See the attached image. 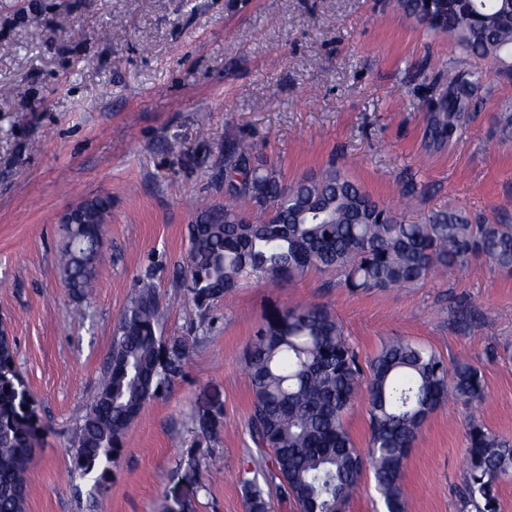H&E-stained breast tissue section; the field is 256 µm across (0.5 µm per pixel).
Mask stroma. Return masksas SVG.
Returning <instances> with one entry per match:
<instances>
[{
  "label": "stroma",
  "instance_id": "stroma-1",
  "mask_svg": "<svg viewBox=\"0 0 512 512\" xmlns=\"http://www.w3.org/2000/svg\"><path fill=\"white\" fill-rule=\"evenodd\" d=\"M433 33L391 0H0V325L40 418L26 512H248L270 451L250 429L244 369L256 330L305 303L342 322L360 362L390 339L480 369L478 413L512 437V275L438 269L411 288L350 292L333 271L239 288L206 310L183 267L188 227L224 202L227 141L274 161L285 182L336 162L401 220L455 207L512 224V142L495 133L512 81L490 78L458 132L434 141L432 101L449 62ZM409 205H402L405 190ZM112 206L97 286L75 298L60 275L71 205ZM152 274L164 338L192 347L183 372L125 433L100 492L72 477L77 416L94 399L137 281ZM220 412L210 434L192 415ZM470 408L423 424L403 469L407 512H465ZM195 458L187 468V458Z\"/></svg>",
  "mask_w": 512,
  "mask_h": 512
}]
</instances>
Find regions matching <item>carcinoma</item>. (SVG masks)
Segmentation results:
<instances>
[{
    "label": "carcinoma",
    "mask_w": 512,
    "mask_h": 512,
    "mask_svg": "<svg viewBox=\"0 0 512 512\" xmlns=\"http://www.w3.org/2000/svg\"><path fill=\"white\" fill-rule=\"evenodd\" d=\"M397 9L429 30L453 36L460 51L495 62L512 79V0H397ZM484 72L448 67L447 92L429 113L432 137L457 132ZM224 168V206L202 210L189 228L187 288L199 310L243 284L334 269L353 291L405 288L442 266L482 261L512 272V225L473 224L453 208L407 224L335 165L284 184L275 164L233 143ZM86 224H69L63 280L71 293L94 288L102 254L87 256L99 237L95 217L110 200L83 201ZM192 350L166 340L151 275L140 280L112 343L98 392L80 416L72 472L92 488L107 478L119 439L148 400L178 377ZM250 425L272 452L270 481L298 512H344L364 472L373 474L385 512H406L402 473L426 419L448 399L470 407L485 395L480 370L467 361L448 367L435 352L402 338L384 344L362 367L344 327L319 305L287 308L256 332L247 358ZM367 401L370 448L356 447L344 425L348 408ZM28 410H23V407ZM37 409L15 366L13 342L0 338V512H24L28 474L40 438ZM463 507L498 512V481L512 476V438L470 417ZM249 512H270L258 485Z\"/></svg>",
    "instance_id": "1"
}]
</instances>
